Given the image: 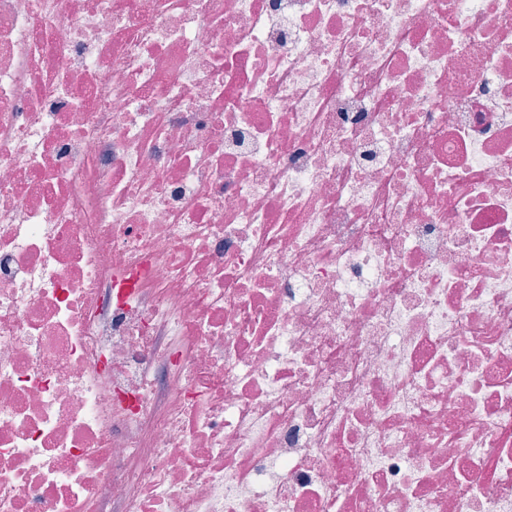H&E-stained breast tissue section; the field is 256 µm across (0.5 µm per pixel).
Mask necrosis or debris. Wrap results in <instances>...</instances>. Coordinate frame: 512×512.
Segmentation results:
<instances>
[{"instance_id": "1", "label": "necrosis or debris", "mask_w": 512, "mask_h": 512, "mask_svg": "<svg viewBox=\"0 0 512 512\" xmlns=\"http://www.w3.org/2000/svg\"><path fill=\"white\" fill-rule=\"evenodd\" d=\"M0 512H512V0H0Z\"/></svg>"}]
</instances>
